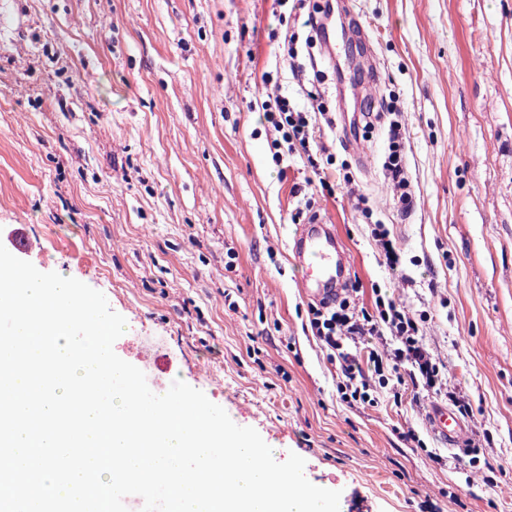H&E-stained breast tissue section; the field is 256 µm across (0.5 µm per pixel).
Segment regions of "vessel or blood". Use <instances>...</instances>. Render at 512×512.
<instances>
[{"label": "vessel or blood", "mask_w": 512, "mask_h": 512, "mask_svg": "<svg viewBox=\"0 0 512 512\" xmlns=\"http://www.w3.org/2000/svg\"><path fill=\"white\" fill-rule=\"evenodd\" d=\"M292 253L304 291L311 299L327 300L339 291L349 260L332 225H299L292 237ZM429 422L433 432L448 443L455 442L462 432L455 413L442 406L431 409Z\"/></svg>", "instance_id": "vessel-or-blood-1"}]
</instances>
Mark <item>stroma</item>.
Listing matches in <instances>:
<instances>
[{
	"label": "stroma",
	"mask_w": 512,
	"mask_h": 512,
	"mask_svg": "<svg viewBox=\"0 0 512 512\" xmlns=\"http://www.w3.org/2000/svg\"><path fill=\"white\" fill-rule=\"evenodd\" d=\"M366 33L374 78L337 49L294 78L286 36L309 29L275 0H0V240H39V271L102 292L127 328L121 359L159 361L296 453L339 512H512V0H307ZM300 54L299 64H307ZM324 106L330 190L298 154L272 160L258 104L271 91ZM393 100L414 207L381 165ZM390 231L380 258L349 190ZM351 257L357 306L374 288L422 319L423 342L467 414L455 447L432 401L382 392L348 404L312 334L291 251L299 194ZM375 231L376 241L379 242L386 265L392 270L397 269L400 265V255L389 238L388 230L383 224H377Z\"/></svg>",
	"instance_id": "35a3bbf8"
}]
</instances>
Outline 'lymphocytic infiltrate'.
<instances>
[{
    "mask_svg": "<svg viewBox=\"0 0 512 512\" xmlns=\"http://www.w3.org/2000/svg\"><path fill=\"white\" fill-rule=\"evenodd\" d=\"M263 117L276 132L272 142L274 163L284 151H308L314 133L306 113L295 110L287 96H269L261 104ZM388 154L383 164L402 210H410L413 196L406 173L405 141L399 122H390ZM309 323L328 349L330 360L339 362L342 379L337 388L347 403L377 405L382 389L399 392L405 385L427 394L443 392L438 363L423 344L420 326L409 310L393 298L377 297L374 310L352 307L348 298L308 309ZM369 349L367 360L352 354V347Z\"/></svg>",
    "mask_w": 512,
    "mask_h": 512,
    "instance_id": "f902f5d3",
    "label": "lymphocytic infiltrate"
}]
</instances>
